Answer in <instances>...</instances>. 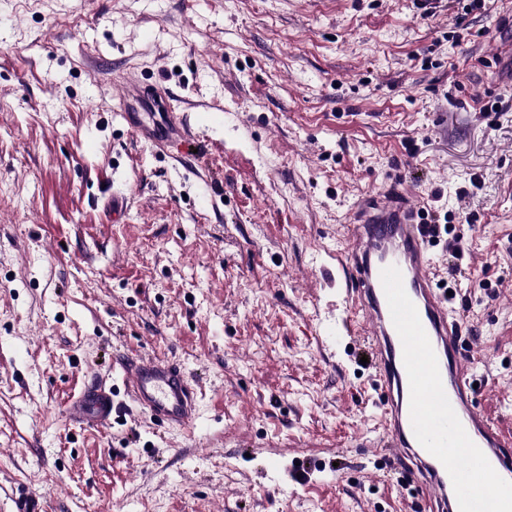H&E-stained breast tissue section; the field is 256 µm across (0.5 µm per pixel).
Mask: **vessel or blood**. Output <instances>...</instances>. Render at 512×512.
Masks as SVG:
<instances>
[{"label":"vessel or blood","mask_w":512,"mask_h":512,"mask_svg":"<svg viewBox=\"0 0 512 512\" xmlns=\"http://www.w3.org/2000/svg\"><path fill=\"white\" fill-rule=\"evenodd\" d=\"M137 137L163 150L186 134L175 110L162 125L135 122ZM410 201L390 192L359 209L338 263L354 316L361 322L381 394L382 445L404 464L422 512H512V431L479 410L471 360L459 322L448 313ZM134 403L171 428L201 415L196 383L172 360L123 358ZM75 417L106 427L114 411L106 384L85 387Z\"/></svg>","instance_id":"obj_1"}]
</instances>
